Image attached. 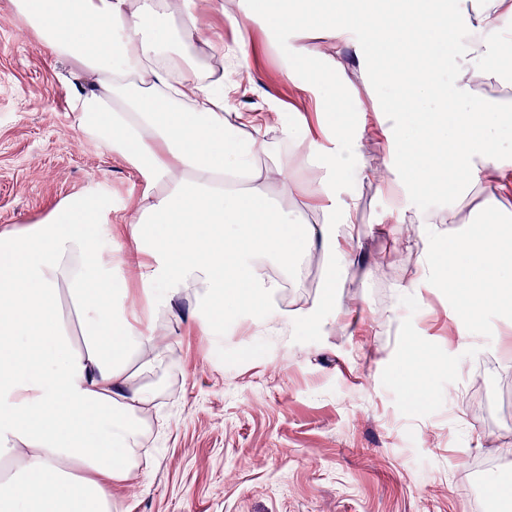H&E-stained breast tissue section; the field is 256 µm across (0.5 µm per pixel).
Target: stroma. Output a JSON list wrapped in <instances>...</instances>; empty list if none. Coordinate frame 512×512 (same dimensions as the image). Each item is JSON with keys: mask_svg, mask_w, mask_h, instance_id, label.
<instances>
[{"mask_svg": "<svg viewBox=\"0 0 512 512\" xmlns=\"http://www.w3.org/2000/svg\"><path fill=\"white\" fill-rule=\"evenodd\" d=\"M249 0L201 8L200 23L248 63L228 81L231 103L277 112L321 140L304 74H289L288 39ZM248 20L238 32L230 16ZM356 42L331 50L348 81L349 113H373L391 88L360 67ZM64 66L0 0V228L41 221L95 190L132 211L134 169L77 126ZM356 263L315 329L285 336L231 320L224 335L188 326L191 296L164 322L172 351L150 375L145 476L113 487L123 512H492L512 510V308L456 329L441 281L408 290L414 246L380 233L390 196L359 189ZM437 365L426 398L408 386L406 337ZM263 342L255 359L232 351Z\"/></svg>", "mask_w": 512, "mask_h": 512, "instance_id": "1", "label": "stroma"}]
</instances>
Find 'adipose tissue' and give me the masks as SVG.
<instances>
[{
  "mask_svg": "<svg viewBox=\"0 0 512 512\" xmlns=\"http://www.w3.org/2000/svg\"><path fill=\"white\" fill-rule=\"evenodd\" d=\"M47 52L70 69L65 88L80 130L135 170L140 193L124 228L90 191L35 224L0 229V512H113L110 487L140 465L149 375L168 345L157 321L193 290L205 335L248 312L254 324L313 325L321 299L264 309L317 263L333 293L353 262L338 229L357 188L395 198L388 223L459 289L470 323L512 300V0H261L291 60L335 68L319 41L379 50L382 106L412 128L381 127L387 157L364 160L365 115L321 95L328 131L304 156L300 181L280 157L297 144L276 112H240L224 95V42L201 31L200 0H9ZM181 11L185 25L171 29ZM439 32L454 73L429 49ZM287 193L290 204L272 200ZM448 196L409 210L410 195ZM309 211L313 223L299 222ZM135 274L139 296L122 283Z\"/></svg>",
  "mask_w": 512,
  "mask_h": 512,
  "instance_id": "obj_1",
  "label": "adipose tissue"
}]
</instances>
